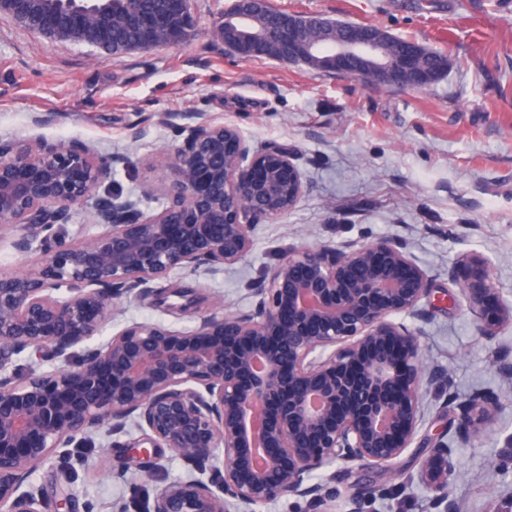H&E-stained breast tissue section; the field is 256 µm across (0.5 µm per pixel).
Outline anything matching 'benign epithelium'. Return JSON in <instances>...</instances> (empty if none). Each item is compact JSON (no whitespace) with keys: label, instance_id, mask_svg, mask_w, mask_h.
Masks as SVG:
<instances>
[{"label":"benign epithelium","instance_id":"obj_1","mask_svg":"<svg viewBox=\"0 0 512 512\" xmlns=\"http://www.w3.org/2000/svg\"><path fill=\"white\" fill-rule=\"evenodd\" d=\"M0 0V14L48 37L104 51L112 47L111 0ZM138 18L141 49L190 38L191 0H163ZM243 57L269 56L247 14L224 13ZM291 59L320 61L336 73L372 74L428 84L420 46L393 51L372 29L338 31L310 16L280 31ZM182 140L153 165L160 186L139 194L102 185L128 160H101L85 144L0 141V232L35 257L28 271H0V512H59L28 482L37 468L107 425L131 420L137 435L121 444L149 458L174 451L196 476L171 480L118 512H258L293 499L302 512H330L336 470L371 468L381 481L352 493L343 512H365L391 490L394 464L428 448L405 474L432 492V512H456L449 495L457 449L420 435L425 396L450 388L445 371L425 363L409 320L421 316L426 271L395 238L368 243L290 244L249 289L247 311H205L175 329L132 322L99 336L120 299L172 273L220 269L253 249L255 225L288 215L305 193L288 147L254 151L232 125L197 112L178 114ZM88 212L97 231L79 240L65 225ZM464 310L491 342L512 323L489 275L463 288ZM37 367L22 373L18 359ZM497 399L475 394L457 404L462 442L492 424Z\"/></svg>","mask_w":512,"mask_h":512}]
</instances>
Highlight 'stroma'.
I'll return each instance as SVG.
<instances>
[{"instance_id":"stroma-1","label":"stroma","mask_w":512,"mask_h":512,"mask_svg":"<svg viewBox=\"0 0 512 512\" xmlns=\"http://www.w3.org/2000/svg\"><path fill=\"white\" fill-rule=\"evenodd\" d=\"M233 2L192 0L195 38L121 54L46 38L0 15V140L83 143L104 159L131 157L133 166L111 178L127 192L159 186L151 162L176 140L179 112L233 125L256 150L288 145L306 182L288 216L257 225L240 263L164 280L175 291L169 308L148 297L121 301L109 331L133 320L192 326V315L175 311L185 292L209 309H247L249 283L289 243L397 238L431 280L420 325L425 358L447 371L457 399L483 390L502 403L493 426L460 449L449 493L457 512H512V372L501 367L512 363V326L488 346L461 307L462 283L478 275L468 265L474 254L512 302V0H268L295 15L373 24L445 55L447 71L420 88L234 54L216 33ZM35 112L56 120L33 126ZM93 439L73 482L56 465L32 477L71 496L72 512H117L137 489L192 473L168 449L147 468L123 469L98 452L105 430Z\"/></svg>"}]
</instances>
